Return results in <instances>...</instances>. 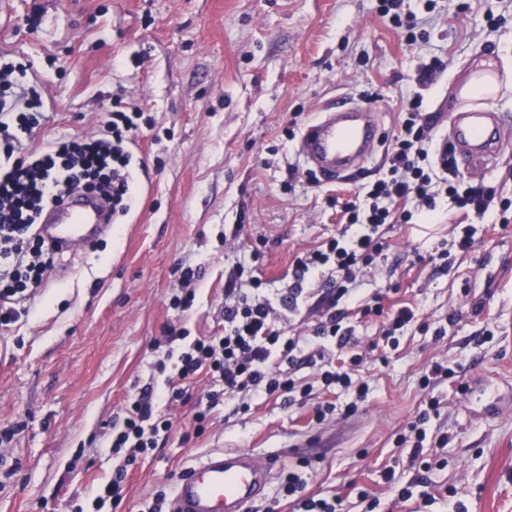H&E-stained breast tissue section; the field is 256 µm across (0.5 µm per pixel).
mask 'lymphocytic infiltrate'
Here are the masks:
<instances>
[{
    "label": "lymphocytic infiltrate",
    "instance_id": "f902f5d3",
    "mask_svg": "<svg viewBox=\"0 0 512 512\" xmlns=\"http://www.w3.org/2000/svg\"><path fill=\"white\" fill-rule=\"evenodd\" d=\"M23 64L0 65V324L19 320L20 302L41 287L59 256L37 235L42 211L77 189L96 191L112 202L113 218L127 215L134 202L132 189V134L144 118L114 102L103 132L88 137H60L46 146L28 148L23 138L32 134L41 119L38 93L22 97L14 89L13 73ZM421 100L409 103L407 117L394 138L385 178L375 181L363 199L347 204L349 224L367 231L348 242L330 239L296 263V277L305 280L320 268L332 265L344 278H355L370 263L379 247L372 237L385 224H407L412 213L398 211V199L416 196L424 210L422 223H432L436 208L432 192L435 170H450L447 150L439 152L438 168L427 167L423 147L431 127L423 122ZM253 295H241L224 304V321L230 326L222 336H199L184 343L183 332L168 328V349L154 369L166 377V391L146 384L124 407L121 425L113 427L110 448L119 460L111 480L96 491L92 512H106L125 492L127 468L138 458L168 440L174 429L170 409L187 400L184 382L198 375L210 376L216 387L208 391L205 407L195 412L203 425L226 395L256 391L265 395L288 394L296 383L281 371L297 366L296 340L282 337L276 327L278 314L260 295L261 282L252 279Z\"/></svg>",
    "mask_w": 512,
    "mask_h": 512
}]
</instances>
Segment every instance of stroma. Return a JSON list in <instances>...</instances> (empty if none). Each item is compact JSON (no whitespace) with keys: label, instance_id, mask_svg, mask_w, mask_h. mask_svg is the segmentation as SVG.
I'll list each match as a JSON object with an SVG mask.
<instances>
[{"label":"stroma","instance_id":"obj_1","mask_svg":"<svg viewBox=\"0 0 512 512\" xmlns=\"http://www.w3.org/2000/svg\"><path fill=\"white\" fill-rule=\"evenodd\" d=\"M380 0H0V61L30 62L17 81L36 86L45 120L31 144L103 129L114 100L150 120L131 151L136 203L113 236L49 271L27 315L0 326V430L14 436L0 461V512H74L90 507L112 477V423L147 382L168 324L188 338L223 334L224 292L246 287L254 269L278 303L297 284L295 261L330 238L352 237L345 202L387 173L385 156L413 95L433 128L469 106L503 117L505 140L489 168L459 166L461 184L481 183L512 200V0H403L417 40L407 44L379 13ZM445 67L420 86L433 59ZM492 69L499 92L469 101L459 89ZM349 99L378 115L375 150L339 181L310 174L298 153L304 128L326 103ZM383 247L350 286L348 300L383 294L382 316L352 315L333 366L362 359L356 388H325L315 332L326 292L304 282L296 311L283 315L305 362L290 397L240 393L193 431L189 387L169 441L133 466L112 512H143L173 493L186 469L218 448H245L297 472L306 491L338 495L346 512H512V223L437 200L432 224H387ZM475 244L463 253V236ZM195 276L183 282L184 269ZM195 293L184 313L169 300ZM481 305L473 313V305ZM411 308L399 345L383 335L388 312ZM453 377L420 379L434 363ZM424 451L441 467L408 461L399 436L429 399ZM334 410L324 420L316 407ZM395 469L413 487L398 500L384 484ZM367 498H359V491Z\"/></svg>","mask_w":512,"mask_h":512}]
</instances>
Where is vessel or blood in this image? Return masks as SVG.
I'll return each mask as SVG.
<instances>
[{"label":"vessel or blood","mask_w":512,"mask_h":512,"mask_svg":"<svg viewBox=\"0 0 512 512\" xmlns=\"http://www.w3.org/2000/svg\"><path fill=\"white\" fill-rule=\"evenodd\" d=\"M371 110L333 101L304 131L299 151L326 181L359 166L371 154ZM453 153L462 160L494 164V132L482 112L458 113L452 124ZM112 230V211L95 192L75 193L47 208L37 232L48 247L76 256ZM274 479L270 464L244 449H217L188 468L178 481L170 512H248Z\"/></svg>","instance_id":"vessel-or-blood-1"}]
</instances>
